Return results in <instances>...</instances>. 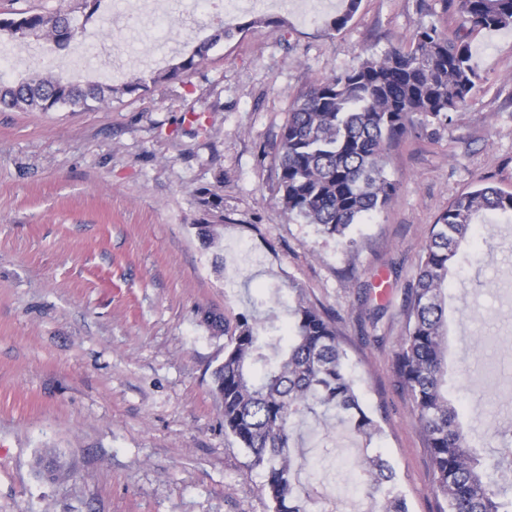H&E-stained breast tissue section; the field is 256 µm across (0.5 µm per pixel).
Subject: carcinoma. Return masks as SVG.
Here are the masks:
<instances>
[{"instance_id":"cac0c4a2","label":"carcinoma","mask_w":512,"mask_h":512,"mask_svg":"<svg viewBox=\"0 0 512 512\" xmlns=\"http://www.w3.org/2000/svg\"><path fill=\"white\" fill-rule=\"evenodd\" d=\"M360 0H347L333 19L345 27ZM460 29L467 32L512 27V0H458ZM72 10L52 15L20 11L0 19V33L19 39L43 36L58 46L77 34ZM234 30L223 27L173 74L194 71L208 51ZM479 76L466 36L436 25H420L410 44L312 86L294 104L283 127L275 158L280 202L288 215L314 225L340 241L355 224L381 211L396 192L386 171L387 150L418 124H446L462 109ZM147 84L121 88L90 85L77 90L59 79L37 74L16 86L0 82V106L48 111L62 105L109 101ZM201 212L197 228L208 242L224 223V197L202 187L195 192ZM485 213L512 215V192L484 184L458 197L433 225L419 260L416 279L405 289L406 335L396 353L398 382L413 403L415 420L430 449L432 487L445 501L444 512H512V483L498 474L512 470V448L495 461L476 457L457 408L448 398L445 356V290L448 275ZM288 336V350L280 348ZM259 364L255 379L249 367ZM214 393L224 412V433L248 451L252 466L264 471L261 491L274 512H309L316 496L301 497L300 470L291 456L296 421L308 414H333L370 446L383 433L381 411L367 405L348 368L344 339L335 320L298 300L283 326L241 317L213 372ZM358 466L368 473L370 495L379 512H409L391 462L366 454Z\"/></svg>"}]
</instances>
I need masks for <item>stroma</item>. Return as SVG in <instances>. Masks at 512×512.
<instances>
[{
    "instance_id": "stroma-1",
    "label": "stroma",
    "mask_w": 512,
    "mask_h": 512,
    "mask_svg": "<svg viewBox=\"0 0 512 512\" xmlns=\"http://www.w3.org/2000/svg\"><path fill=\"white\" fill-rule=\"evenodd\" d=\"M101 0L75 41L26 39L0 80L34 74L117 87L168 71L214 34L200 0ZM344 0L308 17L245 11L192 73L109 102L0 111V512H272L263 473L224 433L212 372L243 316L279 322L304 301L337 322L362 397L382 406L372 448L394 465L409 512H440L429 450L398 384L404 289L438 216L489 183L512 192V28L472 33L478 86L444 126L393 145L397 189L352 246L283 210L275 155L298 98L423 24L456 32L457 0ZM221 186L212 244L194 192ZM493 233H486V226ZM448 278L451 398L487 460L512 448V219L480 218ZM389 302L371 326L368 307ZM222 316L219 329L206 315ZM306 484L370 512L352 465L362 442L335 420L297 426ZM60 455L52 480L38 456Z\"/></svg>"
}]
</instances>
